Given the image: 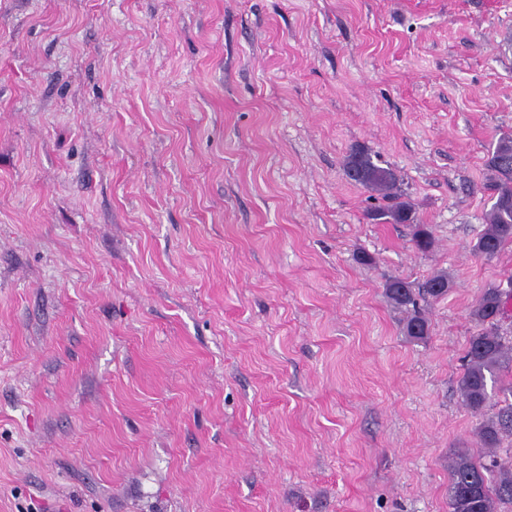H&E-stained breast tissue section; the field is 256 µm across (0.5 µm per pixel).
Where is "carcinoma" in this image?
I'll list each match as a JSON object with an SVG mask.
<instances>
[{
  "instance_id": "carcinoma-1",
  "label": "carcinoma",
  "mask_w": 512,
  "mask_h": 512,
  "mask_svg": "<svg viewBox=\"0 0 512 512\" xmlns=\"http://www.w3.org/2000/svg\"><path fill=\"white\" fill-rule=\"evenodd\" d=\"M487 167L492 177L487 189L493 204L486 216V225L474 245V252L487 260L494 258L507 243H512V135L501 136L489 152ZM347 178L387 201L376 209L371 219L382 224H408L413 227V242L427 250L433 238L426 225L418 222L414 210L402 200L400 178L390 167L374 161L365 147L351 150L344 161ZM449 287L448 275L437 274L418 288L403 279L391 278L385 292L394 304L406 313L405 330L409 337L420 340L429 331L428 319L419 300H437ZM507 293L498 288L485 290L475 301L472 318L480 325L493 324L503 314ZM512 362V337L479 330L470 336L463 372L458 388L463 403L475 413L486 407L490 392L488 381ZM479 437L486 448L498 447L503 439H512V403L506 404L496 416L479 428ZM449 512H497L502 502H512V463L477 460L465 449L456 450L448 465Z\"/></svg>"
}]
</instances>
